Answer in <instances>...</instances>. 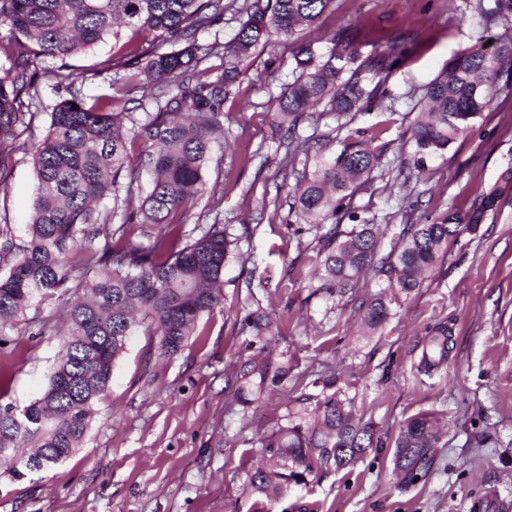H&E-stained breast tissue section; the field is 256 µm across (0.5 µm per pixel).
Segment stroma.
Instances as JSON below:
<instances>
[{"label": "stroma", "mask_w": 512, "mask_h": 512, "mask_svg": "<svg viewBox=\"0 0 512 512\" xmlns=\"http://www.w3.org/2000/svg\"><path fill=\"white\" fill-rule=\"evenodd\" d=\"M338 34L363 55L388 51L395 39L406 43L387 83L393 110L374 107L354 121L385 150L383 178L351 202L379 226L382 249L402 224L385 183L401 175L416 182L413 219L422 223L450 207L469 208L512 166V86L503 83L473 129L429 162L431 176L412 165L409 126L441 67L476 44H512L503 25L483 26L469 0H333L314 27L254 50L224 101L225 137L209 164L207 180L223 184L224 201L214 213L201 199L185 218L190 225L221 220L241 238L224 271L223 303L172 356L136 330L82 446L55 469L20 481L0 472V512H254L258 496L247 472L262 457V437L300 411L313 422L331 372L355 418L371 423L385 446L353 467L316 470L305 486L267 503V512H471L489 485L512 499V201L464 230L422 287L398 295L373 331L358 307L377 293L374 280H360L342 297L329 294L312 274L319 232L298 233L289 222L285 197L293 182L281 168L289 137L273 124L275 99L293 79L299 49L327 52ZM111 55L107 40L71 58L74 84L87 99L107 89L100 69ZM37 87L32 126L0 160V224L19 243L37 186L31 153L60 96L53 80ZM256 309L271 324L263 342L242 328ZM65 313L64 301L52 297L7 327L0 402L21 408L41 395L62 348ZM46 317L54 329L42 334L36 322ZM440 324L449 330L448 358L428 377L417 370L423 339ZM262 349L288 374L245 407L236 400V371ZM420 412L436 421V459L405 488L393 471L394 441Z\"/></svg>", "instance_id": "35a3bbf8"}]
</instances>
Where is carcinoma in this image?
Listing matches in <instances>:
<instances>
[{"label":"carcinoma","mask_w":512,"mask_h":512,"mask_svg":"<svg viewBox=\"0 0 512 512\" xmlns=\"http://www.w3.org/2000/svg\"><path fill=\"white\" fill-rule=\"evenodd\" d=\"M333 0H0V154L16 143L34 118L37 78L63 82L66 59L110 37L112 58L102 71L113 73L108 93L88 102L66 86L67 97L49 113L47 134L32 153L37 187L27 242L14 244L0 227V325L25 315L34 304L75 292L62 354L42 395L21 410L0 405V468L20 480L60 464L80 446L96 406L112 380L114 363L138 327L159 340L165 354L188 341L195 324L223 301L227 264L239 238L228 225L196 224L187 231L183 216L209 192L207 170L213 145L224 135V99L239 76L236 63L257 47L288 39L313 24ZM244 17L234 38L222 43L198 34L224 22V12ZM485 25L512 21V0H472ZM402 50L355 60V51L337 41L326 55L311 48L294 57V81L275 100L277 126L292 134L304 114L325 105L327 116L354 122L364 104L388 97L386 83ZM211 59L217 65H206ZM52 60L57 65L46 67ZM512 81V51L488 52L472 46L456 53L424 93L426 112L411 127L412 162L422 174L427 161L442 154L475 124L492 103L491 89ZM139 90L154 111L135 117L119 107ZM144 150L130 164L128 147ZM383 150L353 141L329 158L317 156L314 170L296 179L288 214L320 230L324 256L314 275L343 296L369 274L379 284L410 293L467 228L496 214L502 192L493 189L468 209H447L425 224L412 223L414 188L401 183L406 224L390 251L380 250L378 225L360 218L354 196L375 180ZM152 175L148 190L139 170ZM112 209L100 211V200ZM351 229L342 228L344 221ZM94 268V280L84 281ZM364 324L375 329L388 318L386 293L364 303ZM448 355V327L432 331L420 366L431 374ZM284 367L261 353L236 374L241 403L276 385ZM437 434L426 413L403 424L395 443L394 471L404 486L427 475L434 463ZM383 447L372 425L356 421L350 401L339 391L318 405L314 427L289 422L262 441L267 458L248 473L254 493L275 500L307 481L318 468L343 469L369 449Z\"/></svg>","instance_id":"carcinoma-1"}]
</instances>
